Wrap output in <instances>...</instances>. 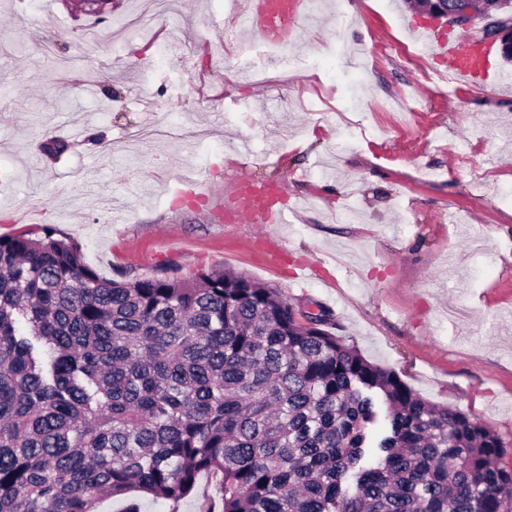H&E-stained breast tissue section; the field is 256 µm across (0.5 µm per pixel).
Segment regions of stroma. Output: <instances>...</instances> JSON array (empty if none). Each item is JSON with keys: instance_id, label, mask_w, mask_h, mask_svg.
Instances as JSON below:
<instances>
[{"instance_id": "1", "label": "stroma", "mask_w": 512, "mask_h": 512, "mask_svg": "<svg viewBox=\"0 0 512 512\" xmlns=\"http://www.w3.org/2000/svg\"><path fill=\"white\" fill-rule=\"evenodd\" d=\"M414 19L318 0L263 77L224 0H0V235L54 225L107 279L245 272L512 444V86L428 78ZM241 176L284 182L285 224L226 223Z\"/></svg>"}]
</instances>
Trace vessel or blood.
Masks as SVG:
<instances>
[{
  "label": "vessel or blood",
  "mask_w": 512,
  "mask_h": 512,
  "mask_svg": "<svg viewBox=\"0 0 512 512\" xmlns=\"http://www.w3.org/2000/svg\"><path fill=\"white\" fill-rule=\"evenodd\" d=\"M308 0H246L256 39L269 45L293 42L299 23L307 15ZM429 49L440 56L448 72L470 85L487 77L485 56L479 40L456 33L441 36L423 30ZM238 220L247 224H281L285 218L274 206L260 204L257 190L248 179H239L227 197Z\"/></svg>",
  "instance_id": "1"
}]
</instances>
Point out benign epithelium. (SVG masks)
Instances as JSON below:
<instances>
[{
	"mask_svg": "<svg viewBox=\"0 0 512 512\" xmlns=\"http://www.w3.org/2000/svg\"><path fill=\"white\" fill-rule=\"evenodd\" d=\"M421 14L431 21L445 19L461 27L481 17L486 20V38L498 44L503 61L512 60V0H487L480 14L474 12L472 0H424Z\"/></svg>",
	"mask_w": 512,
	"mask_h": 512,
	"instance_id": "benign-epithelium-1",
	"label": "benign epithelium"
}]
</instances>
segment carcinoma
<instances>
[{"mask_svg":"<svg viewBox=\"0 0 512 512\" xmlns=\"http://www.w3.org/2000/svg\"><path fill=\"white\" fill-rule=\"evenodd\" d=\"M243 272L112 280L0 235V512H512L506 445ZM214 504H218L216 484L213 479L203 476L191 495L180 503L178 512H206Z\"/></svg>","mask_w":512,"mask_h":512,"instance_id":"cac0c4a2","label":"carcinoma"}]
</instances>
